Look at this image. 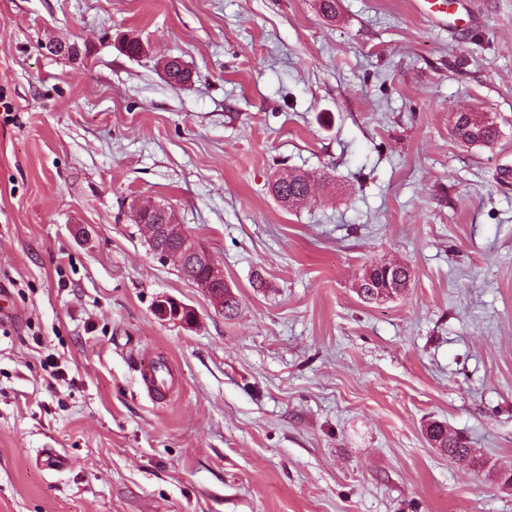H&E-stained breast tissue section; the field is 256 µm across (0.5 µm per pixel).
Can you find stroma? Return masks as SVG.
Returning a JSON list of instances; mask_svg holds the SVG:
<instances>
[{
  "label": "stroma",
  "instance_id": "35a3bbf8",
  "mask_svg": "<svg viewBox=\"0 0 512 512\" xmlns=\"http://www.w3.org/2000/svg\"><path fill=\"white\" fill-rule=\"evenodd\" d=\"M413 2L0 0V512H512V0H463L457 30ZM467 110L494 145L454 137ZM287 169L328 180L287 208ZM135 198L212 253L234 317ZM374 260L411 268L405 294L359 298ZM448 124L456 138L467 146L493 144L499 138L497 124L482 112H452ZM146 206H141V201L134 199L131 203V209L134 213L135 219L138 223L142 224L147 233L148 241L160 259L164 261H176L177 266L183 267L185 277L193 280L191 269L198 265H204L208 271L210 284L221 285V288H214L215 291H221L223 294L215 298L216 309L218 312L224 314V318H232L236 315L238 310V300L231 288L224 284V270L214 260L211 252L203 246L200 242L189 236L183 229L182 224H179L175 212L167 209L168 216L171 213V219L168 224H158L161 221V216L158 211H154L149 215L142 216L144 221L141 222L140 215L145 211ZM174 238L177 245V251H171L169 242ZM165 241V242H164ZM223 286V288H222ZM223 303V304H222ZM142 384L148 394L156 399L167 397L174 385L170 366L161 361H147L140 369ZM429 440L434 445V448L439 449L441 452L448 454L455 461L463 457L470 456V463L468 466L476 467L480 463V455L478 449L467 448L460 440L459 436L449 433L447 424L435 421L428 430Z\"/></svg>",
  "mask_w": 512,
  "mask_h": 512
}]
</instances>
